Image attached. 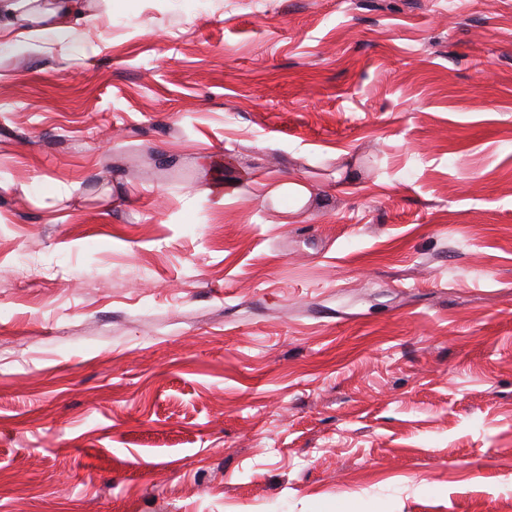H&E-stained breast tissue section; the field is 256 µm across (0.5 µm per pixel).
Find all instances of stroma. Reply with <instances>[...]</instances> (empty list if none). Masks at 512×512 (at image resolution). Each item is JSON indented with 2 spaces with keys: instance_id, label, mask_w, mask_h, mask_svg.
<instances>
[{
  "instance_id": "stroma-1",
  "label": "stroma",
  "mask_w": 512,
  "mask_h": 512,
  "mask_svg": "<svg viewBox=\"0 0 512 512\" xmlns=\"http://www.w3.org/2000/svg\"><path fill=\"white\" fill-rule=\"evenodd\" d=\"M98 11L0 41V512H512V0ZM272 195L286 196L289 200L293 201V207L289 209V213H294L301 207L308 204L311 199V193L308 188L294 180H285L278 183L274 188L270 190Z\"/></svg>"
}]
</instances>
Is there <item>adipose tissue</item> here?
<instances>
[{
    "label": "adipose tissue",
    "instance_id": "ef3b65f1",
    "mask_svg": "<svg viewBox=\"0 0 512 512\" xmlns=\"http://www.w3.org/2000/svg\"><path fill=\"white\" fill-rule=\"evenodd\" d=\"M99 19L94 0H0V37L40 51L48 36L64 40Z\"/></svg>",
    "mask_w": 512,
    "mask_h": 512
}]
</instances>
